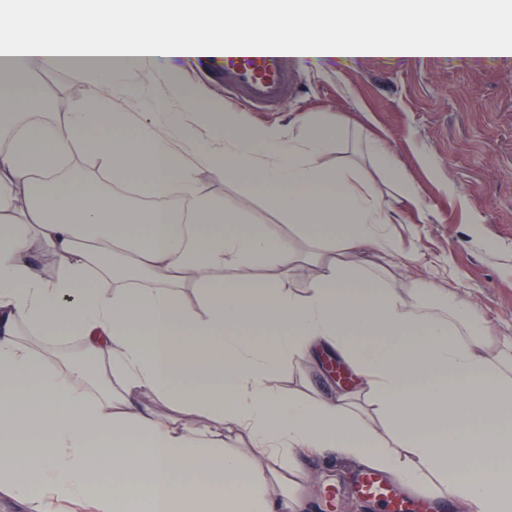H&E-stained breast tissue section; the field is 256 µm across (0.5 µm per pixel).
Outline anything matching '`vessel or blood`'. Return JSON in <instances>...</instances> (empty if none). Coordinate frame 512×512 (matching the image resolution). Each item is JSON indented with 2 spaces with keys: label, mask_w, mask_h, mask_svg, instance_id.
Instances as JSON below:
<instances>
[{
  "label": "vessel or blood",
  "mask_w": 512,
  "mask_h": 512,
  "mask_svg": "<svg viewBox=\"0 0 512 512\" xmlns=\"http://www.w3.org/2000/svg\"><path fill=\"white\" fill-rule=\"evenodd\" d=\"M195 64L213 77L223 79L230 99L258 110L275 109L298 91L296 66L259 32L228 37L219 53L197 56ZM355 495L381 503L385 512H451L452 498L431 492L403 494L385 474L362 468L351 476Z\"/></svg>",
  "instance_id": "obj_1"
}]
</instances>
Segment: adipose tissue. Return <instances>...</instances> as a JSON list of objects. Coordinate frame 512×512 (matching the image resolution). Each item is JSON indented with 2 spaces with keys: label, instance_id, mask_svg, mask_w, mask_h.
<instances>
[{
  "label": "adipose tissue",
  "instance_id": "1",
  "mask_svg": "<svg viewBox=\"0 0 512 512\" xmlns=\"http://www.w3.org/2000/svg\"><path fill=\"white\" fill-rule=\"evenodd\" d=\"M460 10L506 30L483 0H0V55L10 60L0 112H28L34 98L22 87L62 56L120 54L175 80L182 60L222 45L229 24L239 35L275 28L276 45L299 58L393 62L428 56L424 31ZM50 22L60 35H45ZM340 22L343 44L332 37ZM127 124L94 91L68 105L64 124H41L30 146L0 153V211L27 215L0 229V489L38 490L41 512H304L292 454L312 448L407 485H437L470 512H512V353L479 336L461 340L449 321L416 312L419 288H391L360 270L365 252L388 251L396 205L418 199L382 138L369 140L368 154L390 197L351 164L325 161L328 139L349 133L342 123L329 131L311 121L293 136L228 112L223 148L199 140L187 156L176 144L188 129L167 101L135 135H122ZM108 125L115 136L93 135ZM76 145L98 154L114 182L190 200L192 223L176 210L137 211L87 182L36 185ZM198 168L263 190L310 249L200 194ZM36 240L55 254L53 270L34 262ZM116 249L129 271L108 262ZM307 263L318 271L295 292ZM260 265L275 276L259 279ZM227 267L233 279H221ZM186 286L196 300L183 298ZM22 324L35 343L18 339ZM62 335L105 365V391L93 393L85 363L36 350ZM321 351L357 370L360 391L312 404L284 394L295 359ZM144 390L208 424L160 418L140 403ZM364 406L378 425L361 417ZM228 431L247 447L225 448ZM96 471L112 481H90Z\"/></svg>",
  "mask_w": 512,
  "mask_h": 512
}]
</instances>
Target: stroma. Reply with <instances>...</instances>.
<instances>
[{"mask_svg":"<svg viewBox=\"0 0 512 512\" xmlns=\"http://www.w3.org/2000/svg\"><path fill=\"white\" fill-rule=\"evenodd\" d=\"M300 89L275 111L245 110L257 127L285 130L307 112L324 123L346 121L350 137L343 146L328 143L327 161H354L365 178L379 181L361 145L365 136H384L402 161L405 176L416 186L420 206L401 212L389 225L393 242L389 264L381 276L393 288H407L418 277L452 284L471 309V324L457 323L460 336L491 333L499 346H512V65L494 58L471 64L434 59L414 66L378 61L335 60L325 65L305 61L298 67ZM132 93L113 92L112 109L135 117L126 134H135L151 103L169 97L170 84L159 71H127ZM32 90L49 100L84 99L90 86L74 71L41 72ZM200 193L223 199L244 223L267 224L282 236L299 241L300 229L286 212L259 190L247 189L235 176L218 177L207 170L195 174ZM417 256V271L403 264ZM357 380L341 382L327 361L298 359L283 393L316 400L323 393L357 390ZM300 494L311 512H333L327 489L353 468L335 456L307 459Z\"/></svg>","mask_w":512,"mask_h":512,"instance_id":"obj_1","label":"stroma"}]
</instances>
